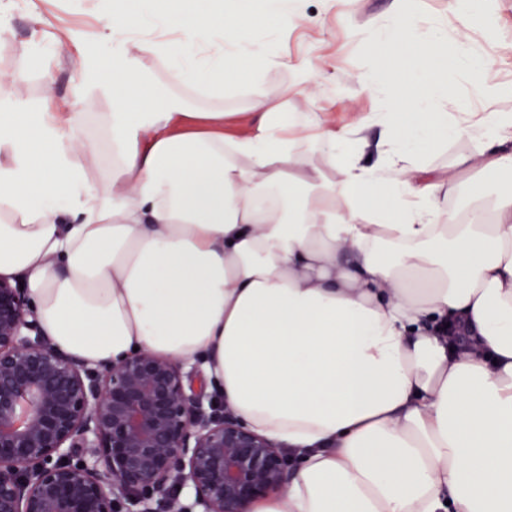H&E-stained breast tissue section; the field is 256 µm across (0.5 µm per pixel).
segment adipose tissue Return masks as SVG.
<instances>
[{"mask_svg": "<svg viewBox=\"0 0 512 512\" xmlns=\"http://www.w3.org/2000/svg\"><path fill=\"white\" fill-rule=\"evenodd\" d=\"M78 89L47 110L0 81V275L25 274L54 345L92 367L134 349L201 362L226 406L287 448L288 487L247 512H512V111L428 109L443 69L483 74L466 38L408 15L357 31L364 89L394 102L336 133L280 111L256 29L301 0H97ZM250 80L238 134L184 90ZM111 150L105 177L88 109ZM381 128L375 165L359 152ZM479 142L458 183L417 161ZM458 329V341L443 333Z\"/></svg>", "mask_w": 512, "mask_h": 512, "instance_id": "ef3b65f1", "label": "adipose tissue"}]
</instances>
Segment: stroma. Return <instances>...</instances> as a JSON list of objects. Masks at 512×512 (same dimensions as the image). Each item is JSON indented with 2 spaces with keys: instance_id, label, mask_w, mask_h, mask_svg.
Segmentation results:
<instances>
[{
  "instance_id": "1",
  "label": "stroma",
  "mask_w": 512,
  "mask_h": 512,
  "mask_svg": "<svg viewBox=\"0 0 512 512\" xmlns=\"http://www.w3.org/2000/svg\"><path fill=\"white\" fill-rule=\"evenodd\" d=\"M392 0H304L307 20L304 26L280 34L256 31L257 40L270 42L282 54L283 66L264 75L266 90L288 89L287 109L291 112H329L336 119L337 130L347 128L355 117H366L384 111L386 102L362 89L358 75L365 64L366 51L354 39L355 30L378 27L390 17ZM451 0H405L408 14L422 30L443 26L449 37L465 36L490 62L489 77L495 83L512 88V0H492L491 25L480 20L462 23L452 11ZM6 7V18L12 41L0 47V67H23L29 76L21 92L34 102L47 97L71 96L76 86V67L72 59L76 46L67 52L47 55L41 68L30 67L29 46L35 41L50 45L48 28L42 18L54 19L72 28L85 27L89 18L77 12L73 0H0ZM321 62V75L308 91H290L294 67L306 60ZM472 76L458 69L443 76L435 111L497 112L512 110V96L486 101L471 93ZM251 90L243 86L228 89L223 99L197 96L200 110L219 109L224 113V130L239 132L250 109Z\"/></svg>"
}]
</instances>
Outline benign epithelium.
<instances>
[{
	"instance_id": "7a95c632",
	"label": "benign epithelium",
	"mask_w": 512,
	"mask_h": 512,
	"mask_svg": "<svg viewBox=\"0 0 512 512\" xmlns=\"http://www.w3.org/2000/svg\"><path fill=\"white\" fill-rule=\"evenodd\" d=\"M290 475L199 368L146 348L89 367L0 278V512H244Z\"/></svg>"
}]
</instances>
